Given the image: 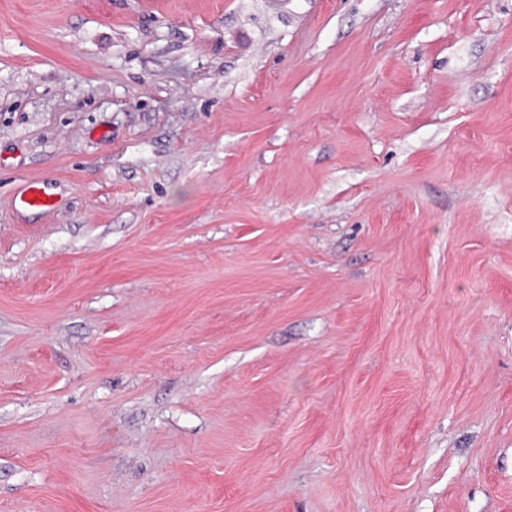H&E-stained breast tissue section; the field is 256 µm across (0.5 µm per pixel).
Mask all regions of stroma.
I'll return each instance as SVG.
<instances>
[{
  "mask_svg": "<svg viewBox=\"0 0 512 512\" xmlns=\"http://www.w3.org/2000/svg\"><path fill=\"white\" fill-rule=\"evenodd\" d=\"M0 512H512V0H0ZM19 198L29 208L51 210L54 207V203L43 194L41 187L35 182L25 185L19 193ZM32 198H35V201H32Z\"/></svg>",
  "mask_w": 512,
  "mask_h": 512,
  "instance_id": "stroma-1",
  "label": "stroma"
}]
</instances>
